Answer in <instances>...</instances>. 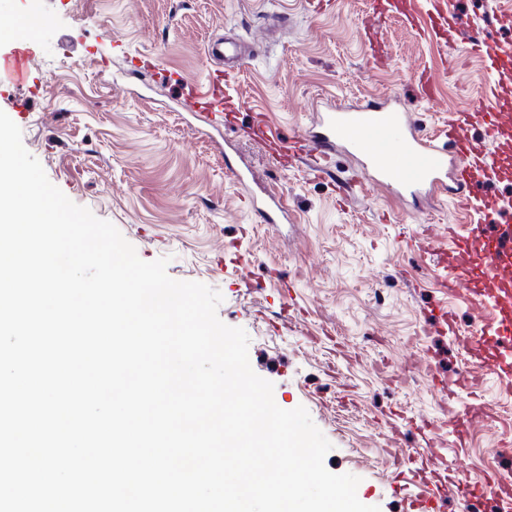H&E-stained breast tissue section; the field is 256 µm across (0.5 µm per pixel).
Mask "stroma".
<instances>
[{"label":"stroma","instance_id":"obj_1","mask_svg":"<svg viewBox=\"0 0 512 512\" xmlns=\"http://www.w3.org/2000/svg\"><path fill=\"white\" fill-rule=\"evenodd\" d=\"M38 2L42 24L22 82H0V111L27 151L72 202L113 223L145 261L168 258V275L218 290L217 314L250 338L253 371L275 403L304 406L332 443V473L358 476V499L407 512L432 474L443 476L445 512H512V496L466 498L461 480L512 472L499 451L512 395L497 377L451 397L441 385L470 369L455 337L493 325L466 290L449 293L439 253L423 235L448 217V195L413 204L370 186L343 196L337 180L356 166L336 158L334 179L245 134L263 124L303 128L316 103L351 106L385 95L409 100L426 131L488 95L484 62L463 57L446 73L451 42L483 40L485 28L435 37L415 0H0V30ZM381 11L380 29L370 18ZM238 36L250 53L235 78L232 129L208 126L178 98L173 75L195 83L214 62L207 42ZM146 58L131 73L126 55ZM438 76L431 102L414 98L421 73ZM251 170L288 205L266 224L243 199L228 165ZM455 314L456 334L435 317ZM493 406L499 419L471 424L455 447L449 413Z\"/></svg>","mask_w":512,"mask_h":512}]
</instances>
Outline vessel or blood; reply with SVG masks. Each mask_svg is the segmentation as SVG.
<instances>
[{
	"instance_id": "vessel-or-blood-1",
	"label": "vessel or blood",
	"mask_w": 512,
	"mask_h": 512,
	"mask_svg": "<svg viewBox=\"0 0 512 512\" xmlns=\"http://www.w3.org/2000/svg\"><path fill=\"white\" fill-rule=\"evenodd\" d=\"M497 23L498 31L511 33L512 13L501 14ZM498 31L487 32L477 47L488 61L491 102L452 120L445 142L428 137L406 102L392 95L348 110L322 103L316 107L311 127L288 138L267 127L258 139L287 140L289 147L307 157L309 172L316 178L330 174L335 155L349 153L360 159L356 183L378 184L399 197L414 199L449 188L458 205L475 208L476 220L467 238L459 237L453 221L437 229V236L455 244L453 250L442 253L441 261L454 271L448 290L466 289L472 306L479 310L495 301L500 318L494 331L476 328L461 343L479 367L507 378L512 376V362L485 358L493 347L492 336L512 335V303L506 299L512 293V207L486 192L489 184L512 178V144L507 141L512 135V99L499 92L502 79L512 75V50L501 43ZM207 52L220 68L205 82L193 84L191 98L216 124L224 119L225 101L234 98L231 66L244 49L218 39L208 45ZM474 126L482 128L483 139L469 135ZM250 203L265 223L288 220L287 208L273 192L252 197Z\"/></svg>"
}]
</instances>
